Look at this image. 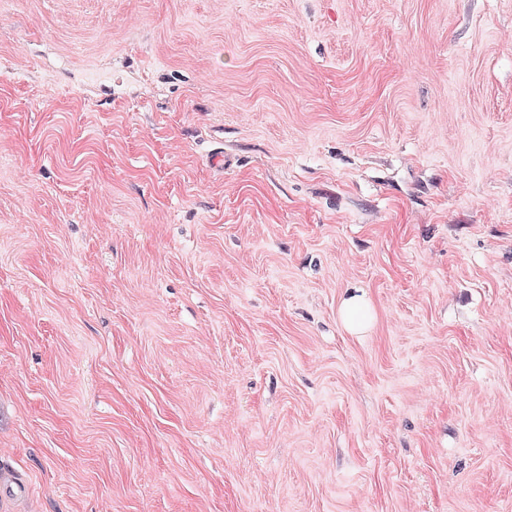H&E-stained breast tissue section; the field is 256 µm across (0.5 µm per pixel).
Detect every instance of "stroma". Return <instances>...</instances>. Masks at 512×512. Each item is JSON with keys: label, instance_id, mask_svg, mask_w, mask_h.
Instances as JSON below:
<instances>
[{"label": "stroma", "instance_id": "obj_1", "mask_svg": "<svg viewBox=\"0 0 512 512\" xmlns=\"http://www.w3.org/2000/svg\"><path fill=\"white\" fill-rule=\"evenodd\" d=\"M3 470L512 512V0H0ZM341 318L346 327L358 331L364 326V303L358 296L346 300L341 308Z\"/></svg>", "mask_w": 512, "mask_h": 512}]
</instances>
